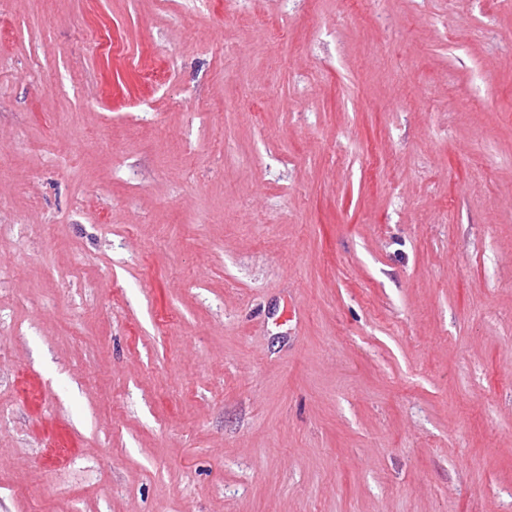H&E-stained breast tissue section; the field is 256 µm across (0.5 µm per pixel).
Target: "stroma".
<instances>
[{
  "label": "stroma",
  "instance_id": "stroma-1",
  "mask_svg": "<svg viewBox=\"0 0 512 512\" xmlns=\"http://www.w3.org/2000/svg\"><path fill=\"white\" fill-rule=\"evenodd\" d=\"M0 512H512V0H0Z\"/></svg>",
  "mask_w": 512,
  "mask_h": 512
}]
</instances>
